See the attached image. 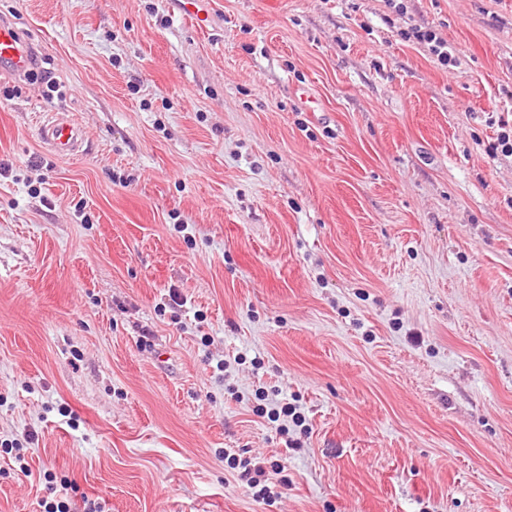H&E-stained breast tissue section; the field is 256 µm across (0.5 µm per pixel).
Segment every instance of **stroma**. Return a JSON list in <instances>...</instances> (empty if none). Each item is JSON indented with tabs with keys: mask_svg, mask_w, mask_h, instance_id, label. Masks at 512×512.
I'll list each match as a JSON object with an SVG mask.
<instances>
[{
	"mask_svg": "<svg viewBox=\"0 0 512 512\" xmlns=\"http://www.w3.org/2000/svg\"><path fill=\"white\" fill-rule=\"evenodd\" d=\"M405 5L0 0V512H512V0ZM37 48L16 23L0 17V69L8 70L15 77H25L30 71ZM411 33L416 39L424 41L430 45L431 52L437 56L438 61L442 65L448 66L449 63L454 61L452 54L448 51V44L441 38L437 37L436 33L432 29L425 28L422 30V28H412ZM42 141L58 155H71L81 146L79 128L63 117L51 118L40 127Z\"/></svg>",
	"mask_w": 512,
	"mask_h": 512,
	"instance_id": "1",
	"label": "stroma"
}]
</instances>
